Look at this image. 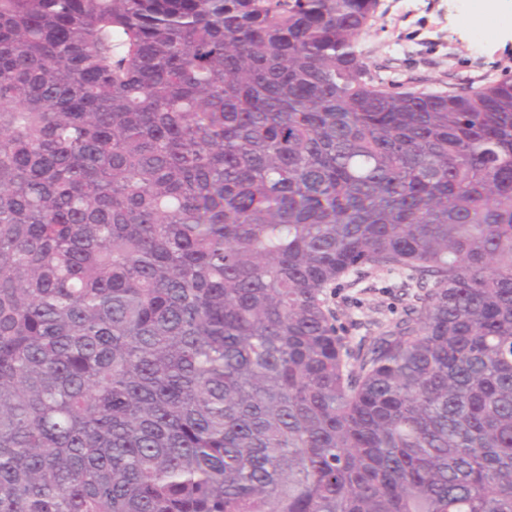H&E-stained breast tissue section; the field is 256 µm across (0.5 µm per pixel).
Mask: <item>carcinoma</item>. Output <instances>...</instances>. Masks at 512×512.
Here are the masks:
<instances>
[{"label":"carcinoma","instance_id":"1","mask_svg":"<svg viewBox=\"0 0 512 512\" xmlns=\"http://www.w3.org/2000/svg\"><path fill=\"white\" fill-rule=\"evenodd\" d=\"M377 6L0 0V512H512V78ZM379 0L358 41L376 81L396 91L476 89L512 73V0ZM358 283L336 289L334 308L346 325L352 345L363 336H372L377 324L395 317L402 303H414L417 288H408L404 275L368 271L359 274Z\"/></svg>","mask_w":512,"mask_h":512}]
</instances>
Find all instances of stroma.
<instances>
[{
	"mask_svg": "<svg viewBox=\"0 0 512 512\" xmlns=\"http://www.w3.org/2000/svg\"><path fill=\"white\" fill-rule=\"evenodd\" d=\"M512 15L489 13L481 0H379L358 41L371 73L400 90L476 89L512 71ZM405 276L368 271L336 291L334 307L351 343L414 302Z\"/></svg>",
	"mask_w": 512,
	"mask_h": 512,
	"instance_id": "obj_1",
	"label": "stroma"
}]
</instances>
